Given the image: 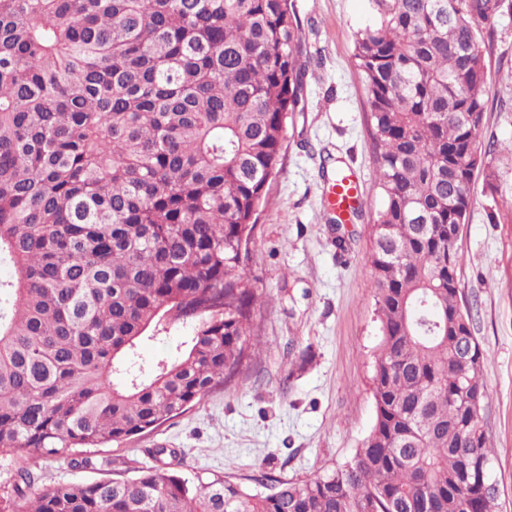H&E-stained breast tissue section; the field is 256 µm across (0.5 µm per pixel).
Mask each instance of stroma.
<instances>
[{
	"mask_svg": "<svg viewBox=\"0 0 512 512\" xmlns=\"http://www.w3.org/2000/svg\"><path fill=\"white\" fill-rule=\"evenodd\" d=\"M308 62L304 109L289 113L282 172L267 186L251 245L250 274L271 301L257 310L260 348L244 374L184 415L121 444L90 466L58 457L35 467L37 485L125 479L177 452L183 472L225 473L248 489L304 480L350 461L375 421L371 389L381 339L369 228L382 205L367 125L369 105L353 65L371 0H293ZM490 88L479 129L497 144L474 173L457 247L461 306L484 358L486 434L499 512H512V0L484 50ZM355 179L358 217L329 224L323 193L337 172Z\"/></svg>",
	"mask_w": 512,
	"mask_h": 512,
	"instance_id": "35a3bbf8",
	"label": "stroma"
}]
</instances>
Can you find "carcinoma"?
Wrapping results in <instances>:
<instances>
[{"label":"carcinoma","mask_w":512,"mask_h":512,"mask_svg":"<svg viewBox=\"0 0 512 512\" xmlns=\"http://www.w3.org/2000/svg\"><path fill=\"white\" fill-rule=\"evenodd\" d=\"M354 66L383 207L370 263L375 421L353 459L253 492L141 467L12 512H497L457 241L504 0H371ZM292 0H0V455L78 456L234 382L270 301L248 263L307 64ZM171 326L173 356L140 350Z\"/></svg>","instance_id":"1"}]
</instances>
